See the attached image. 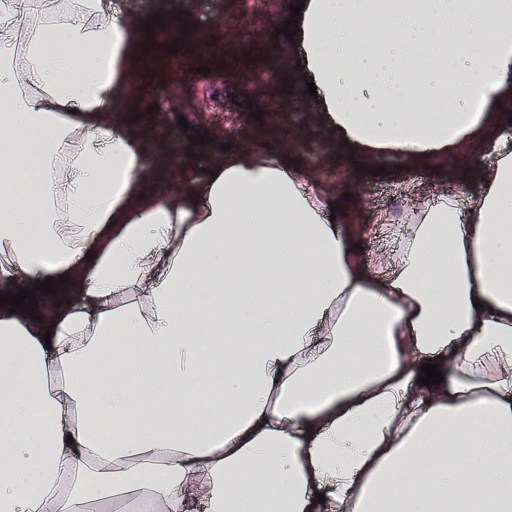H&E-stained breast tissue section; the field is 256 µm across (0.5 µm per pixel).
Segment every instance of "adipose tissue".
<instances>
[{
  "mask_svg": "<svg viewBox=\"0 0 512 512\" xmlns=\"http://www.w3.org/2000/svg\"><path fill=\"white\" fill-rule=\"evenodd\" d=\"M298 42L338 140L413 163L484 137L469 214L438 200L361 262L276 143L145 195L165 160L105 111L139 25L0 0V162H37L0 189V294L62 292L0 308V512H512V0H304ZM36 177V162L26 158L19 163V174L11 183L14 193L26 194L30 191Z\"/></svg>",
  "mask_w": 512,
  "mask_h": 512,
  "instance_id": "adipose-tissue-1",
  "label": "adipose tissue"
}]
</instances>
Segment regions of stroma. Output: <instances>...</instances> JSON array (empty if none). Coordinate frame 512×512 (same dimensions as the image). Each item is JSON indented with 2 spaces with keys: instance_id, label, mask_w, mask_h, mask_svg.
Segmentation results:
<instances>
[{
  "instance_id": "35a3bbf8",
  "label": "stroma",
  "mask_w": 512,
  "mask_h": 512,
  "mask_svg": "<svg viewBox=\"0 0 512 512\" xmlns=\"http://www.w3.org/2000/svg\"><path fill=\"white\" fill-rule=\"evenodd\" d=\"M133 20H177L176 52L159 46L129 100L109 104L145 141L162 135L182 154L181 171L207 175L226 151L241 152L259 141H282L288 163L336 179L344 193L341 215L351 224L373 226L382 216L405 225L414 211L441 197L455 196L462 184L479 194L481 175L494 159L474 146L466 162L449 153L411 165L390 153L368 154L333 141L296 67L297 44L280 34L294 0H122ZM207 46L212 65L197 69V48ZM262 119H255L256 111ZM204 143H196V136Z\"/></svg>"
}]
</instances>
